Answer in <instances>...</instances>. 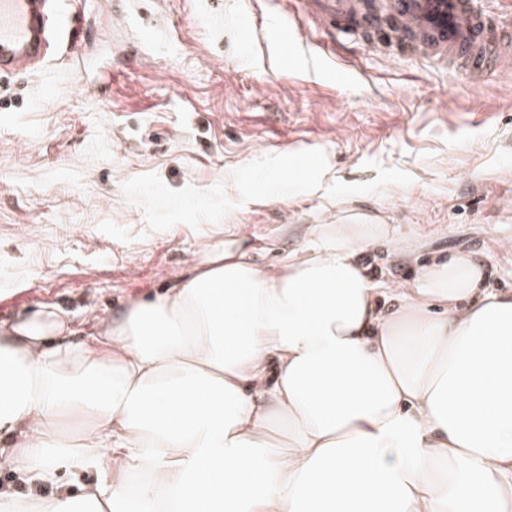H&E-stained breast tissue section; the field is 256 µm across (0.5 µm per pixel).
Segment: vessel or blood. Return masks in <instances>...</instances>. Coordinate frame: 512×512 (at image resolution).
Returning <instances> with one entry per match:
<instances>
[{"instance_id": "b4317fda", "label": "vessel or blood", "mask_w": 512, "mask_h": 512, "mask_svg": "<svg viewBox=\"0 0 512 512\" xmlns=\"http://www.w3.org/2000/svg\"><path fill=\"white\" fill-rule=\"evenodd\" d=\"M76 0H0V72L28 71L44 61L57 35L59 6ZM304 15L367 50L395 45L462 72L472 83L512 58V26L500 25L480 0H302Z\"/></svg>"}]
</instances>
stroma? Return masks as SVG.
Wrapping results in <instances>:
<instances>
[{
  "label": "stroma",
  "instance_id": "obj_1",
  "mask_svg": "<svg viewBox=\"0 0 512 512\" xmlns=\"http://www.w3.org/2000/svg\"><path fill=\"white\" fill-rule=\"evenodd\" d=\"M76 9L75 43L0 73L1 321L55 305L120 317L228 224L276 261L308 245V225L372 215L396 241L371 262L396 281L416 276L406 254L479 260L512 236V64L475 85L301 21L298 0ZM286 23L302 40L277 43ZM309 148L321 170L266 164ZM292 177L291 195L270 197Z\"/></svg>",
  "mask_w": 512,
  "mask_h": 512
}]
</instances>
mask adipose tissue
Segmentation results:
<instances>
[{"label":"adipose tissue","mask_w":512,"mask_h":512,"mask_svg":"<svg viewBox=\"0 0 512 512\" xmlns=\"http://www.w3.org/2000/svg\"><path fill=\"white\" fill-rule=\"evenodd\" d=\"M308 234L270 263L228 224L120 318L0 321V464L36 512H512V290L482 284L512 239L387 283V225Z\"/></svg>","instance_id":"1"}]
</instances>
